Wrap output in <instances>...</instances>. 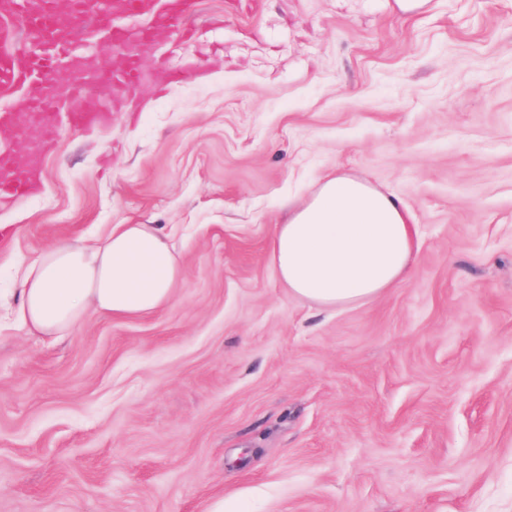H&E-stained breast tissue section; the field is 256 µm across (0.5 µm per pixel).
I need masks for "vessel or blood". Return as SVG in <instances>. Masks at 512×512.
Listing matches in <instances>:
<instances>
[{"mask_svg":"<svg viewBox=\"0 0 512 512\" xmlns=\"http://www.w3.org/2000/svg\"><path fill=\"white\" fill-rule=\"evenodd\" d=\"M111 6L110 12L97 14L96 24L112 43L119 45L126 44L127 34L114 27L115 16L148 17V24L138 31V41L144 45L151 42L156 23L177 27L185 13L181 7L158 9L157 0H112ZM0 13L27 19L29 32L52 35L48 50L18 58L5 51L8 44L18 40V32L0 26V90L13 87L24 90L10 105L0 108V126L22 130L34 124L40 130L39 143L26 165H18L10 151L0 149V202L3 203L27 197L36 187L40 159L55 136L59 115L58 98L45 91L44 82L70 62L77 26L87 10L80 0H68V10L64 13L59 12L56 0H0ZM93 76L100 83L134 89L144 81L145 72L139 54L131 50L121 68H97Z\"/></svg>","mask_w":512,"mask_h":512,"instance_id":"obj_1","label":"vessel or blood"}]
</instances>
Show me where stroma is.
I'll list each match as a JSON object with an SVG mask.
<instances>
[{
    "label": "stroma",
    "instance_id": "1",
    "mask_svg": "<svg viewBox=\"0 0 512 512\" xmlns=\"http://www.w3.org/2000/svg\"><path fill=\"white\" fill-rule=\"evenodd\" d=\"M188 11L0 205V512H512V0ZM336 170L401 198L419 246L344 309L270 254ZM113 224L167 235L172 300L15 329L25 266Z\"/></svg>",
    "mask_w": 512,
    "mask_h": 512
}]
</instances>
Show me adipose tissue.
I'll return each instance as SVG.
<instances>
[{
	"label": "adipose tissue",
	"mask_w": 512,
	"mask_h": 512,
	"mask_svg": "<svg viewBox=\"0 0 512 512\" xmlns=\"http://www.w3.org/2000/svg\"><path fill=\"white\" fill-rule=\"evenodd\" d=\"M416 230L401 200L348 173L320 179L277 225L271 258L290 295L328 307L362 305L409 280ZM180 268L151 224H118L100 243H57L20 279L12 311L19 328L56 338L90 315L116 318L167 305Z\"/></svg>",
	"instance_id": "1"
}]
</instances>
